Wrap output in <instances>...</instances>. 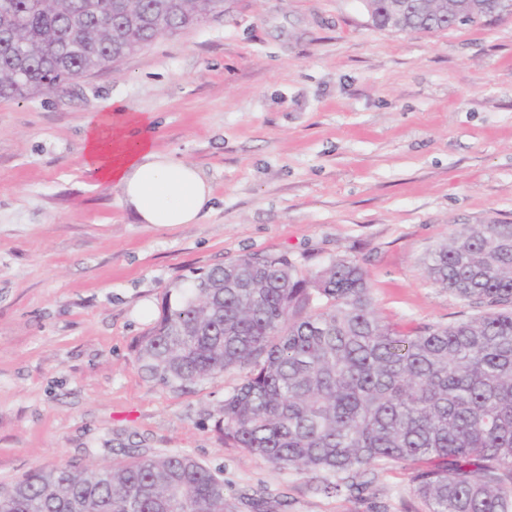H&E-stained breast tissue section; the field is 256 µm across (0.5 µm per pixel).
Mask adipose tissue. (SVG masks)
<instances>
[{
  "label": "adipose tissue",
  "instance_id": "ef3b65f1",
  "mask_svg": "<svg viewBox=\"0 0 512 512\" xmlns=\"http://www.w3.org/2000/svg\"><path fill=\"white\" fill-rule=\"evenodd\" d=\"M151 115L120 100L86 125L81 152L86 169L117 187L142 224H193L212 207L213 189L195 165L156 150Z\"/></svg>",
  "mask_w": 512,
  "mask_h": 512
}]
</instances>
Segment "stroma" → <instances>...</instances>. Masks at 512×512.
Returning a JSON list of instances; mask_svg holds the SVG:
<instances>
[{
    "label": "stroma",
    "instance_id": "obj_1",
    "mask_svg": "<svg viewBox=\"0 0 512 512\" xmlns=\"http://www.w3.org/2000/svg\"><path fill=\"white\" fill-rule=\"evenodd\" d=\"M112 99L208 178L197 223H137L85 170V126ZM474 224H512V16L407 34L361 0H232L114 69L0 98V487L134 449L220 471L231 512L255 492L280 512H426L408 467L328 497L237 448L216 421L246 369L172 388L137 347L166 292L246 254L305 274L353 259L404 328L464 318L424 260Z\"/></svg>",
    "mask_w": 512,
    "mask_h": 512
}]
</instances>
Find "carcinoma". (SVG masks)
Returning a JSON list of instances; mask_svg holds the SVG:
<instances>
[{"instance_id": "1", "label": "carcinoma", "mask_w": 512, "mask_h": 512, "mask_svg": "<svg viewBox=\"0 0 512 512\" xmlns=\"http://www.w3.org/2000/svg\"><path fill=\"white\" fill-rule=\"evenodd\" d=\"M394 29L393 0H369ZM407 33L448 25L447 0H405ZM0 0V98L48 94L216 13L217 0ZM429 280L474 314L402 331L366 271L336 258L300 274L246 255L165 298L141 368L181 388L236 367L224 438L279 470L321 476L326 495L386 464H422L427 512H512V224H475L434 249ZM0 512H229L224 479L190 456L63 464L0 488Z\"/></svg>"}]
</instances>
